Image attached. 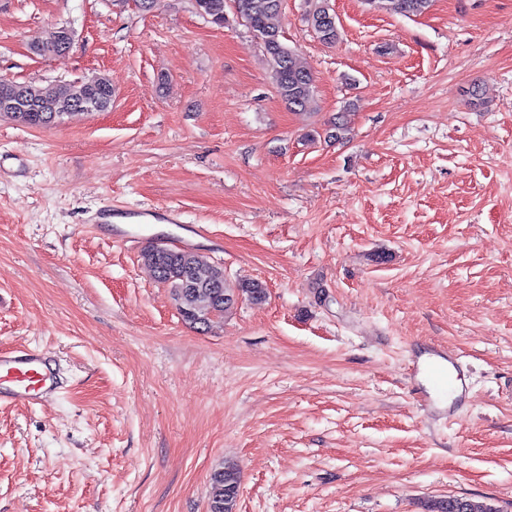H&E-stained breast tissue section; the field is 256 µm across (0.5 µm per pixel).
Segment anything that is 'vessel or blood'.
<instances>
[{
    "label": "vessel or blood",
    "mask_w": 512,
    "mask_h": 512,
    "mask_svg": "<svg viewBox=\"0 0 512 512\" xmlns=\"http://www.w3.org/2000/svg\"><path fill=\"white\" fill-rule=\"evenodd\" d=\"M436 392L453 391L458 397L468 392L461 366L455 355L442 350L432 353L419 365ZM56 388V375L45 355L35 349L0 352V403H33L37 395Z\"/></svg>",
    "instance_id": "obj_1"
}]
</instances>
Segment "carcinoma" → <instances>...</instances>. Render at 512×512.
I'll use <instances>...</instances> for the list:
<instances>
[{
  "mask_svg": "<svg viewBox=\"0 0 512 512\" xmlns=\"http://www.w3.org/2000/svg\"><path fill=\"white\" fill-rule=\"evenodd\" d=\"M368 3L388 13L407 17L421 16L429 11L432 0H368ZM196 12L206 21L218 26L228 23L226 7L235 8L236 15L250 22L252 31L270 37L266 56L271 68L275 89L291 110H305L314 104L315 83L312 73L297 63L295 51L284 42V35L275 24L282 10V0H194ZM330 11L329 0H309L306 21L315 27L316 16ZM73 95L67 84L43 87L39 98L43 101L64 100ZM64 115L52 112H21L12 119L40 128H51ZM142 260L154 272L158 282L170 286L182 320L192 328L206 327L221 318L235 304L233 292L253 302L267 298V289L260 281L241 282L231 288L226 279L217 275L216 268L202 272L205 262L201 255L188 256L179 249H169L162 256L147 247ZM212 496L209 512H234L240 490V471L234 464H223L210 477ZM426 512H495L487 504L466 498L449 497L427 506Z\"/></svg>",
  "mask_w": 512,
  "mask_h": 512,
  "instance_id": "1",
  "label": "carcinoma"
}]
</instances>
